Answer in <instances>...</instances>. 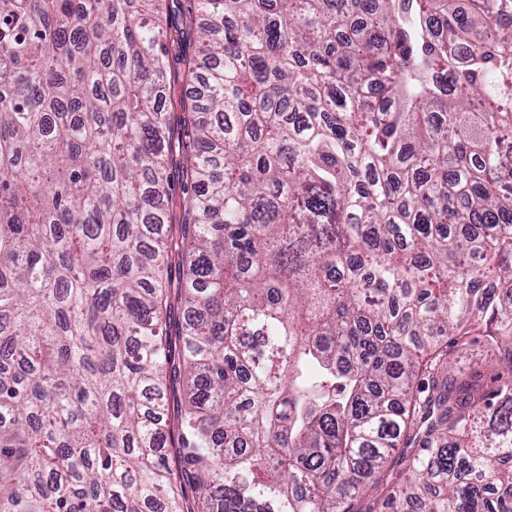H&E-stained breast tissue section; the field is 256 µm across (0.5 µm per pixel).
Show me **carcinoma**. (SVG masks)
Returning <instances> with one entry per match:
<instances>
[{
	"mask_svg": "<svg viewBox=\"0 0 512 512\" xmlns=\"http://www.w3.org/2000/svg\"><path fill=\"white\" fill-rule=\"evenodd\" d=\"M166 2L0 0V512H512V0Z\"/></svg>",
	"mask_w": 512,
	"mask_h": 512,
	"instance_id": "carcinoma-1",
	"label": "carcinoma"
}]
</instances>
